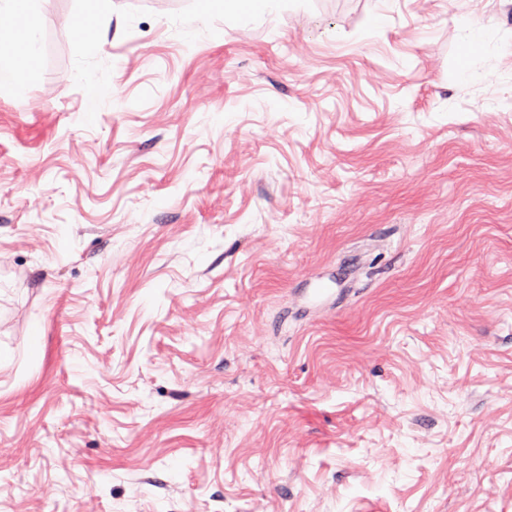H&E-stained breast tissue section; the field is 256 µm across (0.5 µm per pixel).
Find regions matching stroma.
<instances>
[{"label":"stroma","mask_w":512,"mask_h":512,"mask_svg":"<svg viewBox=\"0 0 512 512\" xmlns=\"http://www.w3.org/2000/svg\"><path fill=\"white\" fill-rule=\"evenodd\" d=\"M36 5L0 512H512V0ZM96 4V9L76 14L72 20L71 25L78 35L84 36L91 30H94L101 22L102 14L110 9L111 0H92Z\"/></svg>","instance_id":"stroma-1"}]
</instances>
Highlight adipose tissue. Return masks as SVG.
<instances>
[{
    "label": "adipose tissue",
    "instance_id": "1",
    "mask_svg": "<svg viewBox=\"0 0 512 512\" xmlns=\"http://www.w3.org/2000/svg\"><path fill=\"white\" fill-rule=\"evenodd\" d=\"M12 17L0 28V86L14 83L20 69L35 73L40 60V19L33 0H0V15Z\"/></svg>",
    "mask_w": 512,
    "mask_h": 512
}]
</instances>
